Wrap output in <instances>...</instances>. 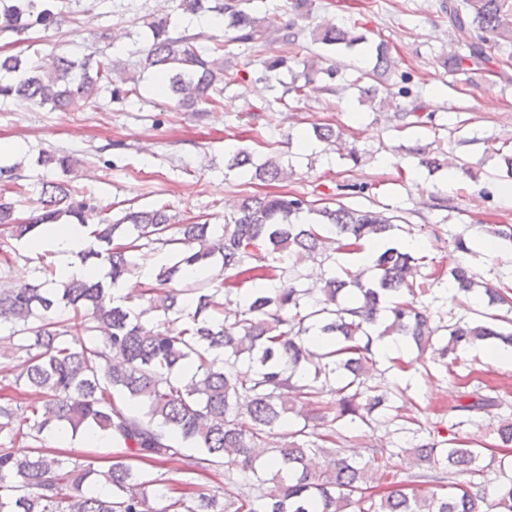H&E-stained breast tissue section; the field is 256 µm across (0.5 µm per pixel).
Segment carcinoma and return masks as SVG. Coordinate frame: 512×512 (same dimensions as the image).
<instances>
[{
    "label": "carcinoma",
    "mask_w": 512,
    "mask_h": 512,
    "mask_svg": "<svg viewBox=\"0 0 512 512\" xmlns=\"http://www.w3.org/2000/svg\"><path fill=\"white\" fill-rule=\"evenodd\" d=\"M243 0H179V18L216 13L233 42L265 33V18L241 7ZM455 48L446 63L453 74L484 70L492 55L512 49V0H442ZM56 16L48 0H0V33L19 36L34 24L49 27ZM170 14L147 23L140 50L141 72L160 78L167 96L183 109L223 105L224 74L215 56L218 39L198 47L197 35L172 37ZM284 55L266 64L265 79L282 69L303 66L304 83L293 79L288 92L306 93L313 62L294 55L302 29L297 22L274 29ZM314 40L336 49L366 41L356 25L327 24ZM393 60L383 44L375 47L369 75H382ZM114 96H138L139 84L112 78V60L99 48L81 62L52 54L35 60L0 57V98L68 108L86 102L101 87ZM37 163L70 171L66 156L45 153ZM290 164L283 158H256L233 152L228 169L260 181H278ZM63 181H44L40 213L29 221L16 216L15 203L0 195V226L17 241L36 237L45 224H88L94 211ZM401 225L370 208L314 209L296 196H247L238 213L214 234L207 223L173 224L162 205L128 207L110 222L98 220L94 246L80 255L107 269L100 279L56 280L53 265L40 268L34 284L0 290V325H10L0 349L22 359L14 384L26 397L0 398V512H512V460L482 464L477 448L457 447L421 429H395L392 448H368L359 463L343 456L342 426L375 429L394 424L399 393L372 381L373 346L403 339L422 354L444 359L479 342L512 347V288L477 279L465 265L448 270L456 293L480 292L489 306H502L499 324L475 320L445 324L417 301L430 284L422 258L386 244L370 271L337 263L320 284H309L299 267L305 257L330 250L327 259L352 255L371 239L390 240ZM181 244L175 260L162 267L146 289L148 306L139 308L111 290L135 268L134 253ZM219 268L208 281L178 290L197 269ZM250 283L245 302L223 311L224 296ZM64 309L72 316L59 320ZM96 331L97 343L79 340ZM496 398L473 396L448 409V420L487 415ZM294 413L302 426L277 440L275 430ZM69 430L75 437L99 431L125 452L104 469L85 465L45 448L46 434ZM190 448V479L224 470V486L197 497L166 496L133 466ZM406 466L416 485L455 493L408 494L390 486L394 468ZM497 465L493 498L485 476ZM468 473L466 485L452 482ZM166 500L156 507L155 500Z\"/></svg>",
    "instance_id": "cac0c4a2"
}]
</instances>
